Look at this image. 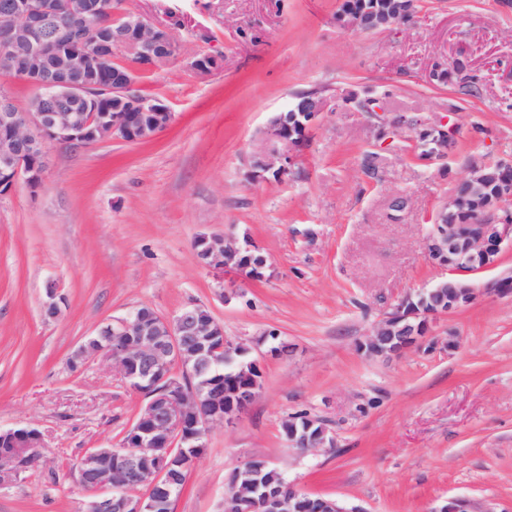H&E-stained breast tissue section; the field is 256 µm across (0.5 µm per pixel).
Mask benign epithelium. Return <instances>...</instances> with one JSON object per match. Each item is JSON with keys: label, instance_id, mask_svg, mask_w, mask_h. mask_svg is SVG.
Returning a JSON list of instances; mask_svg holds the SVG:
<instances>
[{"label": "benign epithelium", "instance_id": "1", "mask_svg": "<svg viewBox=\"0 0 512 512\" xmlns=\"http://www.w3.org/2000/svg\"><path fill=\"white\" fill-rule=\"evenodd\" d=\"M415 0H387L378 12H348L339 22L361 32H375L412 19ZM124 21L115 25L112 10L100 0H82L75 5L67 21L58 20L54 0H11L0 8V71L4 78L23 81L39 90L35 104L22 110L11 94L0 91V190L11 191L20 181L30 187L42 182L50 164L49 145L89 144L118 138L143 142L165 129L172 119L168 106L159 99H145L133 91L141 71L170 64L181 55L179 43L171 31L126 10ZM25 27L19 29L18 20ZM98 32L112 29V43L97 45L99 56L109 59L121 53L131 61L122 72L97 84L80 79L89 70L82 29ZM222 65L221 56L205 55L191 66L207 74ZM327 98L313 93L298 108L305 122L293 138L288 123L276 115L265 131L268 151L255 163L256 173L287 174L317 117L325 110ZM365 111L394 134L412 128L404 117L391 120L379 111L375 101ZM438 132L441 139L431 161L448 157L456 126L449 120L422 128ZM489 165L473 167L467 176L468 190L477 193L491 175ZM456 204L451 195L428 232L430 257L448 267L450 277L440 280L434 289L440 301L428 312L435 318L472 304L481 295H508L505 277L475 287L466 276L485 272L497 265L499 254L512 248V217L495 222L483 218L470 224L448 223ZM199 263L212 270H230L229 261L250 249L235 245L220 235H201L195 240ZM413 294L406 295L367 336L361 349L370 357L399 355L422 343L420 326L411 322L419 317L412 305ZM230 350L247 352L242 345L224 336V327L203 305L183 308L175 316L159 315L149 307L136 308L125 317L100 325L73 353L71 360L85 365L101 360L117 370L130 387L141 393L146 403L128 438L117 448H100L84 456L78 466L80 484L90 495L80 512H163L174 493L185 484L194 461L202 454L203 439L217 424L239 419L252 405L259 385L235 392L231 407L224 406V387L216 386L206 395L186 387L174 367L192 375L210 368L217 355ZM312 435H293L291 448L302 451L336 447L319 419ZM27 439L23 447L34 460L44 447L40 431L21 430ZM19 430L0 431V438L14 439ZM265 460H250L234 470L224 512H347L334 500L315 499L286 481L272 487L261 481ZM23 453L0 454V481L25 470ZM430 512H496L484 504L476 506L468 499L445 501Z\"/></svg>", "mask_w": 512, "mask_h": 512}]
</instances>
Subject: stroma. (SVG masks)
Instances as JSON below:
<instances>
[{"label":"stroma","mask_w":512,"mask_h":512,"mask_svg":"<svg viewBox=\"0 0 512 512\" xmlns=\"http://www.w3.org/2000/svg\"><path fill=\"white\" fill-rule=\"evenodd\" d=\"M339 3L115 0L181 45L135 84L173 120L143 143L51 144L38 187L0 195V429L44 439L39 466L0 483V512H79L78 462L119 446L145 401L105 362L71 367L72 352L137 307L172 317L193 303L263 360L264 378L241 419L209 430L173 512H224L230 474L254 458L350 512L451 498L512 512V295L432 320L434 345L391 359L358 348L408 293L447 277L427 233L470 166L512 162V0H418L412 22L371 33L343 27ZM216 53L221 68L191 69ZM439 63L448 84L429 79ZM467 76L477 95L462 93ZM312 91L328 105L290 172L256 176L270 120ZM368 97L429 123L452 116L447 159L413 157L414 132L383 133L359 106ZM203 234L250 242L263 278L201 266ZM273 331L290 356L269 357ZM300 413L326 424L335 451L289 448L282 424Z\"/></svg>","instance_id":"35a3bbf8"}]
</instances>
